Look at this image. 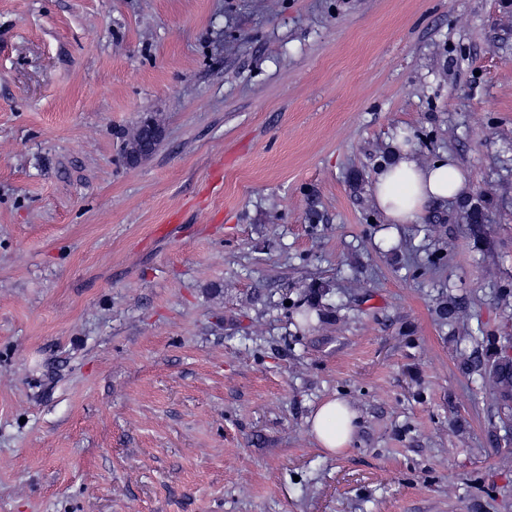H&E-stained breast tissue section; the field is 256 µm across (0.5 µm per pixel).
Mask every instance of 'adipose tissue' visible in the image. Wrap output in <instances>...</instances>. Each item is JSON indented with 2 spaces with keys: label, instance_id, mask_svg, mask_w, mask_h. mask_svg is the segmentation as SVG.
<instances>
[{
  "label": "adipose tissue",
  "instance_id": "adipose-tissue-1",
  "mask_svg": "<svg viewBox=\"0 0 512 512\" xmlns=\"http://www.w3.org/2000/svg\"><path fill=\"white\" fill-rule=\"evenodd\" d=\"M468 180L452 157L424 164L414 155L401 153L393 165L375 176L372 193L386 223L411 224L426 207L463 197ZM359 414L346 401L329 398L308 418V432L318 448L336 455L354 441Z\"/></svg>",
  "mask_w": 512,
  "mask_h": 512
}]
</instances>
